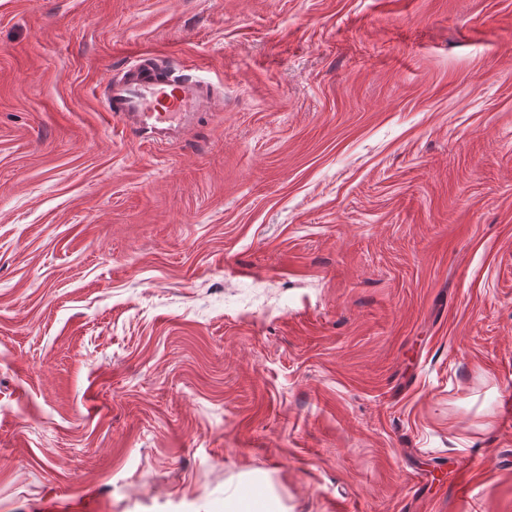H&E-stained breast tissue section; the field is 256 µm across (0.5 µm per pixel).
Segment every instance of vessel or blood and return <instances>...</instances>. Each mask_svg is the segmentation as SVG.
<instances>
[{
    "mask_svg": "<svg viewBox=\"0 0 512 512\" xmlns=\"http://www.w3.org/2000/svg\"><path fill=\"white\" fill-rule=\"evenodd\" d=\"M105 102L140 138L157 143L222 109L201 82L171 78L148 63L134 64L124 81H106Z\"/></svg>",
    "mask_w": 512,
    "mask_h": 512,
    "instance_id": "obj_1",
    "label": "vessel or blood"
}]
</instances>
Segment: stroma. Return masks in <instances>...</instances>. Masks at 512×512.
Listing matches in <instances>:
<instances>
[{"label":"stroma","instance_id":"obj_1","mask_svg":"<svg viewBox=\"0 0 512 512\" xmlns=\"http://www.w3.org/2000/svg\"><path fill=\"white\" fill-rule=\"evenodd\" d=\"M511 388L512 0H0V512H512ZM105 90L108 112L120 115L140 138L157 143L192 125L202 113L223 109L201 82L176 80L139 61L124 81L107 78ZM274 502L266 496L259 493L251 499L243 496H228L224 499L225 512H275Z\"/></svg>","mask_w":512,"mask_h":512}]
</instances>
